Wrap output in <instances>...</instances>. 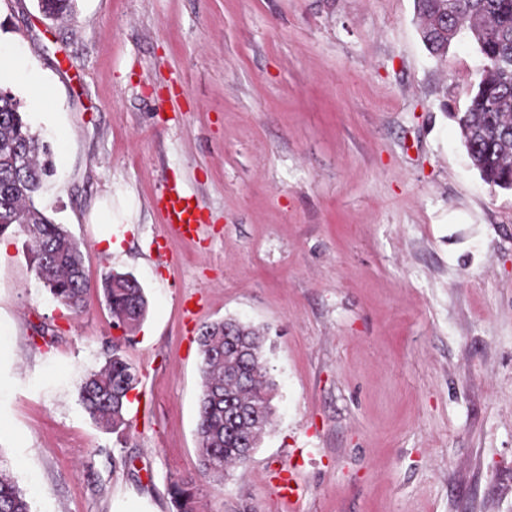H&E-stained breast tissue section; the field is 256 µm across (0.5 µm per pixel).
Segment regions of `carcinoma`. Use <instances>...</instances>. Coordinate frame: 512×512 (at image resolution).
<instances>
[{"instance_id": "1", "label": "carcinoma", "mask_w": 512, "mask_h": 512, "mask_svg": "<svg viewBox=\"0 0 512 512\" xmlns=\"http://www.w3.org/2000/svg\"><path fill=\"white\" fill-rule=\"evenodd\" d=\"M71 0H38L51 16L65 12ZM422 41L429 53L441 59L451 43L467 33L482 61L480 79L462 110L451 114L461 137L469 145V160L490 186L512 190V0H417ZM47 150L31 133L19 110V102L8 90L0 91V236L15 225L32 223L35 234L27 237L28 258L34 269L47 263L51 272L39 276L52 297L72 312L85 302L88 281L80 249L62 225L47 219L32 203L33 196L53 173L51 162H40L39 151ZM25 159L27 179L12 181L14 158ZM103 297L114 326L128 330L139 324L148 310L141 283L130 273H108L101 282ZM249 345L247 359L224 349V329ZM259 330L231 319L211 323L198 337L203 358L201 395L198 403L197 436L201 472L221 480L228 469L241 462L233 433L249 429V421L232 420L226 412L230 401L259 404L266 416L257 433H266L273 417V382L267 378L263 345L255 344ZM243 364L246 383L224 380V368ZM136 375L125 358L122 343L112 345L105 365L83 380L79 399L95 421L114 432L127 428L128 392ZM168 494L173 512H195L192 482L177 479ZM0 512H31L25 493L6 471L0 469Z\"/></svg>"}]
</instances>
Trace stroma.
I'll use <instances>...</instances> for the list:
<instances>
[{
	"mask_svg": "<svg viewBox=\"0 0 512 512\" xmlns=\"http://www.w3.org/2000/svg\"><path fill=\"white\" fill-rule=\"evenodd\" d=\"M0 80L53 153L34 203L76 241L81 313L0 241V469L31 512H512V191L484 183L450 117L479 79L459 36L426 50L416 0H0ZM47 84L43 111L32 83ZM182 183L203 219L171 233L153 200ZM112 204L119 250L92 215ZM148 299L124 352L127 429L79 388L117 335L99 292ZM262 328L269 431L216 482L199 470L198 336ZM307 488L296 510L275 475ZM168 494L174 512H195L192 481L184 479L172 481Z\"/></svg>",
	"mask_w": 512,
	"mask_h": 512,
	"instance_id": "35a3bbf8",
	"label": "stroma"
}]
</instances>
